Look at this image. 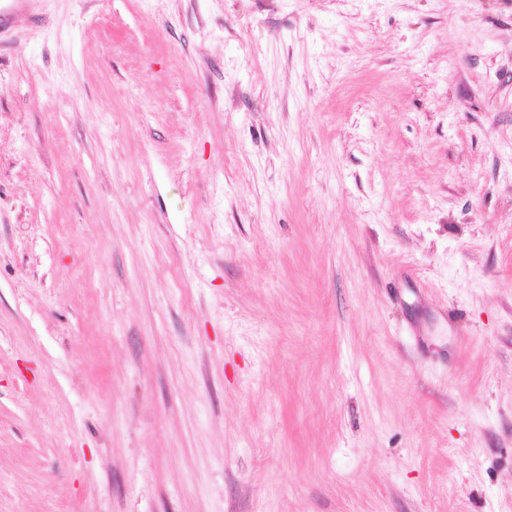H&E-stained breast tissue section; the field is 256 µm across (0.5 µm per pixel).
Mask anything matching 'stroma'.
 <instances>
[{
  "label": "stroma",
  "instance_id": "obj_1",
  "mask_svg": "<svg viewBox=\"0 0 512 512\" xmlns=\"http://www.w3.org/2000/svg\"><path fill=\"white\" fill-rule=\"evenodd\" d=\"M0 512H512V0H0Z\"/></svg>",
  "mask_w": 512,
  "mask_h": 512
}]
</instances>
